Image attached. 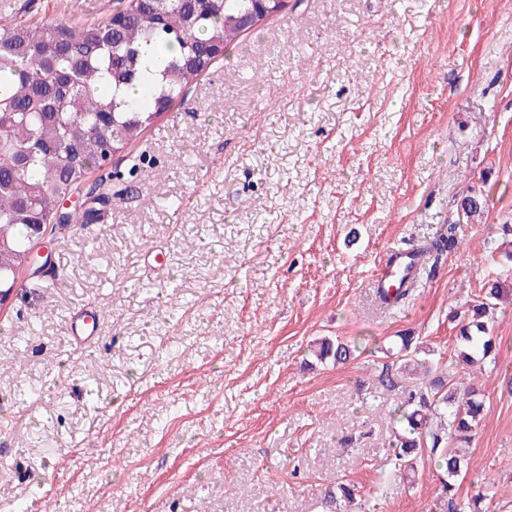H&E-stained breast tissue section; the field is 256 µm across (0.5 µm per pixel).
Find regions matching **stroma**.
Segmentation results:
<instances>
[{
    "label": "stroma",
    "instance_id": "35a3bbf8",
    "mask_svg": "<svg viewBox=\"0 0 512 512\" xmlns=\"http://www.w3.org/2000/svg\"><path fill=\"white\" fill-rule=\"evenodd\" d=\"M80 190L96 219L47 224L50 266L0 306V512H323L339 477L365 512H432L429 457L381 470L395 395L374 374L406 331L453 357L451 317L490 280L500 349L456 491L512 512V0H288ZM451 224L457 250L378 309L386 254ZM324 337L362 352L318 362Z\"/></svg>",
    "mask_w": 512,
    "mask_h": 512
}]
</instances>
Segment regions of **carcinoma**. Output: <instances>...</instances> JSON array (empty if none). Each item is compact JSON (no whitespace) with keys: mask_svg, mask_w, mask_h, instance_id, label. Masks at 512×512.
Returning a JSON list of instances; mask_svg holds the SVG:
<instances>
[{"mask_svg":"<svg viewBox=\"0 0 512 512\" xmlns=\"http://www.w3.org/2000/svg\"><path fill=\"white\" fill-rule=\"evenodd\" d=\"M253 0H128L125 21L68 26H31L0 20V288L13 289L27 266L36 218L48 222L60 198L181 99L186 86L213 64L211 50L235 42L240 18ZM486 207L482 195L466 196L461 209L471 218ZM452 237L410 244L411 260L397 275L396 288L383 289L384 307H399L419 286L411 276L416 262L438 258ZM502 283L482 288V297L457 324L456 359L448 365L421 360L420 344L408 333L398 336L397 371L385 364L376 384L401 390L393 410L401 430L390 442L388 465L396 474L415 471L427 451L447 476L441 481L438 508L462 512L451 479L464 468L453 450L470 441L484 409L482 393L460 387L457 366L496 359L497 342L485 317L500 297ZM358 349L341 340L316 343V358L347 362ZM424 374L420 386H403L399 376ZM328 512H353L356 488L334 484Z\"/></svg>","mask_w":512,"mask_h":512,"instance_id":"obj_1","label":"carcinoma"}]
</instances>
